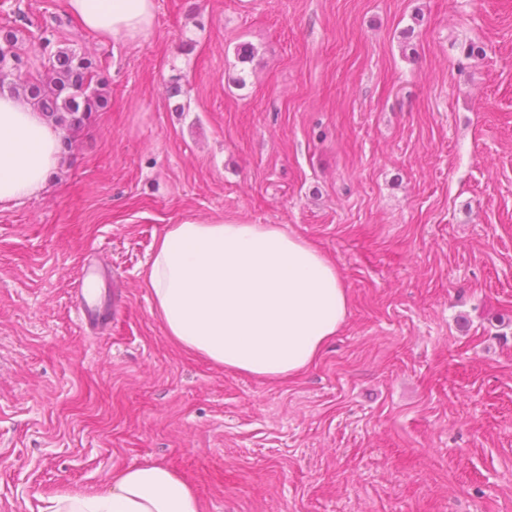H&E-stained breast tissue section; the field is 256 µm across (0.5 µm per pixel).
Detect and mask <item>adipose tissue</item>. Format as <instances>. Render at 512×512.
Here are the masks:
<instances>
[{"label":"adipose tissue","mask_w":512,"mask_h":512,"mask_svg":"<svg viewBox=\"0 0 512 512\" xmlns=\"http://www.w3.org/2000/svg\"><path fill=\"white\" fill-rule=\"evenodd\" d=\"M99 39L147 37L155 0H67ZM63 130L22 100L0 96V210L38 195L62 160ZM175 344L224 369L259 379L299 377L344 324L349 293L312 242L275 224L194 218L166 227L143 273ZM52 512H202L170 465L113 472L106 491L62 493Z\"/></svg>","instance_id":"ef3b65f1"}]
</instances>
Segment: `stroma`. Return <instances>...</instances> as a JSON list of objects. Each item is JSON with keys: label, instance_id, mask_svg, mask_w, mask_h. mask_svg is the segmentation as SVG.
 I'll use <instances>...</instances> for the list:
<instances>
[{"label": "stroma", "instance_id": "obj_1", "mask_svg": "<svg viewBox=\"0 0 512 512\" xmlns=\"http://www.w3.org/2000/svg\"><path fill=\"white\" fill-rule=\"evenodd\" d=\"M156 5L125 44L66 0H0L22 58L47 29L111 87L48 188L0 210V512L148 462L203 512H512V0ZM191 217L335 262L348 315L296 380L166 336L142 272ZM90 262L112 299L94 330ZM89 269H83L80 280L76 288L79 296L81 297L82 307L78 308V316L80 321L89 328L96 327L100 322L101 314L96 301L88 296L89 288L91 286Z\"/></svg>", "mask_w": 512, "mask_h": 512}]
</instances>
